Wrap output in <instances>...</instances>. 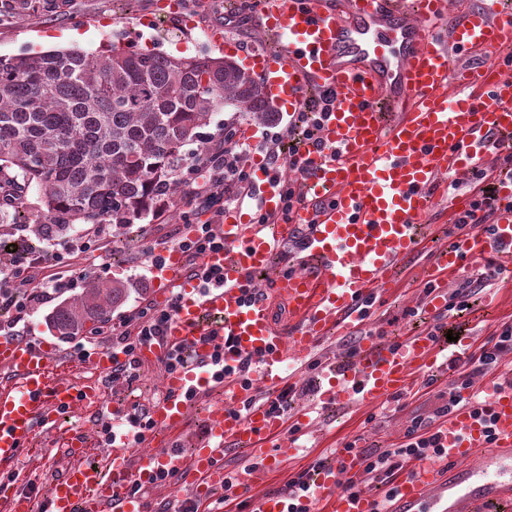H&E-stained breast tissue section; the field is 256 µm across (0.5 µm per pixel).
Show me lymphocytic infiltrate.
Returning <instances> with one entry per match:
<instances>
[{
    "instance_id": "lymphocytic-infiltrate-1",
    "label": "lymphocytic infiltrate",
    "mask_w": 512,
    "mask_h": 512,
    "mask_svg": "<svg viewBox=\"0 0 512 512\" xmlns=\"http://www.w3.org/2000/svg\"><path fill=\"white\" fill-rule=\"evenodd\" d=\"M248 149L247 143L229 137L224 141L223 150L209 154L201 164L189 167L186 183L190 188L189 203L194 210L210 208L214 203L215 189L221 184L227 189V201L244 203L251 174L241 166L240 159ZM476 178L469 217L456 222L457 229L461 231L468 230L470 223L492 224L498 218L499 208L488 171H478ZM96 244L95 237L85 235L57 243L45 258L15 255L8 264L0 266V304L15 308L17 313H24L30 303L39 299L38 294L28 290L37 268L47 261L60 267L70 266L75 253L95 247ZM170 316V309H160L146 303L124 320V329L115 336L114 342L120 345L126 360L113 368V378L135 377L140 366L136 357L138 346L161 338ZM508 353H512V323L503 324L495 339L476 347L466 356L455 358L451 368L457 376L448 388L449 408L460 407L461 391L469 387L472 374L496 371L502 356ZM438 452L437 438L430 424L418 420L407 431L400 445L377 454L362 453L361 460L365 465L367 480L387 484L409 459L431 458Z\"/></svg>"
}]
</instances>
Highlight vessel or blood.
I'll return each mask as SVG.
<instances>
[{"label": "vessel or blood", "mask_w": 512, "mask_h": 512, "mask_svg": "<svg viewBox=\"0 0 512 512\" xmlns=\"http://www.w3.org/2000/svg\"><path fill=\"white\" fill-rule=\"evenodd\" d=\"M448 10V0H258L257 22L283 45L281 54L248 57L266 90L290 113L300 111L309 87L330 96L317 139L301 149L308 161L299 183L304 203L275 224L226 212L216 227L224 246L205 253L196 278L187 277L182 251L161 252L153 268L156 299L176 308L162 339L141 345L137 356L177 366L165 376L166 396L152 408L150 428L137 440L113 438L101 464H72L40 502L1 477L7 512H144L131 485L151 487L162 474L188 477L202 503L228 478L222 458L231 447L249 452L230 477L238 491H250L260 473L280 466L269 449L288 424L269 405L251 404L257 388L277 393L285 360H304L319 337L369 318L378 292L391 284L390 272L427 248L421 224L447 189L443 175L485 167L490 135L512 132V57L486 61L512 48V15L501 12L499 0H485L440 28ZM455 54L476 63L456 83L449 65ZM250 168L259 206L279 211L281 169L258 154ZM496 195L508 207L497 223L475 226L435 252L423 278L429 308H443L450 276L487 257L512 274V177L497 178ZM303 226L308 232L298 256L272 284L300 323L289 331L275 325L252 273ZM243 356L253 362L246 374ZM87 358L108 373L124 356L101 347ZM216 360L224 365L218 380L207 370ZM53 363L45 341L0 335V366L12 376L0 384L1 470L30 451L39 430L55 428L74 408L125 414L101 386L75 385ZM450 363L428 331L390 344L370 339L352 364H323L319 400L329 407L380 405L410 389L420 372ZM210 386L224 398L214 406L204 444L184 456L174 440L186 428L189 402ZM477 391L480 406L452 411L435 430L445 459H410L384 505L340 490L341 478L364 476L351 453L309 480L299 500L303 512H512V381L491 374ZM155 440L160 450L134 463L133 446Z\"/></svg>", "instance_id": "1"}]
</instances>
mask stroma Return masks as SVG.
<instances>
[{
	"label": "stroma",
	"instance_id": "35a3bbf8",
	"mask_svg": "<svg viewBox=\"0 0 512 512\" xmlns=\"http://www.w3.org/2000/svg\"><path fill=\"white\" fill-rule=\"evenodd\" d=\"M168 0H0V56L61 49L107 51L112 44H134L137 50L160 52L173 56H222L223 50L212 40L214 30L237 41L246 53L269 44L253 12L241 8L227 12L222 0H180L178 12H171ZM158 26H151V19ZM234 120L236 130L251 129V145L261 144L266 137L285 131L288 119L275 123L255 122L235 117L233 111H218L203 133L211 142L224 136L225 121ZM0 188L17 197V204L0 205V263L11 257L14 243H31L39 255L49 254L51 240H40L30 227L16 226L12 217L23 210L29 217L41 215V197L36 189H27L14 178L13 171L0 173ZM185 190H178L175 201L162 213L136 221L127 227L105 224L101 227L102 249L79 253L73 264L63 269L65 278L74 280V287L51 296L49 302L35 303L24 316L0 306V324L15 323L21 336H42L54 347L62 364V373L75 383L101 381L110 399L126 401L131 412L157 405L165 396V371L162 362L141 364L135 379L97 377L91 365L83 360L76 339H60L51 335L45 317L54 305L74 297L78 286L90 278L103 281L133 282L139 287L108 319L109 332L91 336L93 346L111 345V331L120 327L125 316L136 305L151 302L154 282L148 271V253L159 241L176 242L186 231L179 200ZM427 257L409 261L396 272V284L379 294L374 313L367 324L351 333H338L316 341L306 365L295 378L297 385L288 410L295 413L311 405L320 365L329 359L350 360L363 337L375 336L390 342L422 329L433 327L434 313L422 305L424 290L419 276ZM447 327L452 332L470 337L473 345L492 338L503 323H512V285L498 284L489 291L474 295L468 306L449 312ZM454 371L420 375L414 389L395 394L379 407H337L313 414L312 422L296 455L284 457L281 468L267 473L251 492L237 496L239 512H252L254 498L283 493L295 473L315 461L335 460L336 448L353 442L369 451H381L403 441L414 419L431 417L434 410L448 401V386ZM103 421L81 412L70 414L54 434L41 438L37 450L28 452L15 467L17 485L45 497L53 479L70 466L72 457L63 439L71 430L83 431L90 447L89 459H96L104 445Z\"/></svg>",
	"mask_w": 512,
	"mask_h": 512
}]
</instances>
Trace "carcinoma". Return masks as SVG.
I'll use <instances>...</instances> for the list:
<instances>
[{"mask_svg":"<svg viewBox=\"0 0 512 512\" xmlns=\"http://www.w3.org/2000/svg\"><path fill=\"white\" fill-rule=\"evenodd\" d=\"M224 106L272 123L278 112L228 58L172 57L112 46L0 57V171L42 195L40 238L81 224L129 226L202 160L200 129ZM133 284L90 280L46 323L61 339L103 324Z\"/></svg>","mask_w":512,"mask_h":512,"instance_id":"obj_1","label":"carcinoma"}]
</instances>
